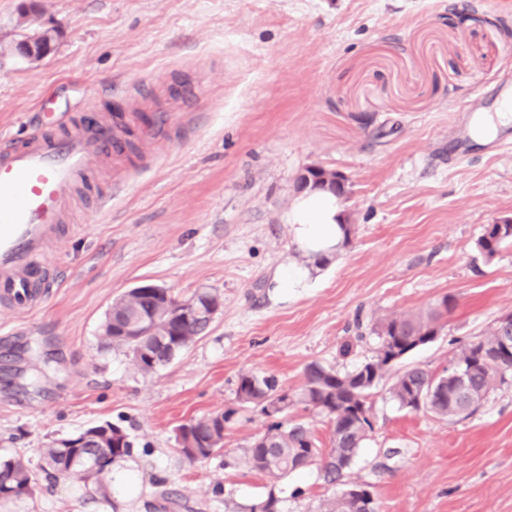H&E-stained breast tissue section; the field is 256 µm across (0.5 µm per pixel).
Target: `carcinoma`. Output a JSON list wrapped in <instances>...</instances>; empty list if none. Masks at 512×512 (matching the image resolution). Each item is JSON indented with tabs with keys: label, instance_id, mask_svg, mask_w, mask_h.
<instances>
[{
	"label": "carcinoma",
	"instance_id": "carcinoma-1",
	"mask_svg": "<svg viewBox=\"0 0 512 512\" xmlns=\"http://www.w3.org/2000/svg\"><path fill=\"white\" fill-rule=\"evenodd\" d=\"M507 241H512V224H488L478 241L479 251L489 261ZM156 306L150 295L133 296L113 308L112 324L105 330L107 346L126 348L135 366L145 374L169 364L208 331L206 322L182 319L177 299L172 297L166 302L164 335L146 338L151 353L146 358L139 354L138 345L123 336L122 319L127 315L149 316ZM453 308L454 299L445 296L425 316L407 314L384 319L375 329L380 345L374 359L346 373L312 362L306 366L303 384L297 392L278 387L272 377L240 376L237 386L240 402L258 406L263 412L274 403L280 404L277 420L269 423L243 457L234 461L236 465L263 473L270 480L267 496L250 506L249 512H280L277 483L315 461L321 462L329 482L340 481L372 429L369 399L373 392L409 353L437 338L443 329L440 319ZM502 334L503 328L498 324L490 335L466 344L451 360L450 366L466 369L470 391L467 402L460 400L455 382L448 379V374L435 375L419 366L396 371L389 388L390 398L401 408L422 410L441 418L471 415L489 392L512 374V352L501 348ZM298 405L328 419L329 447L319 445L305 422L289 416L290 410ZM234 415L235 410L228 409L181 424L175 435L179 453L190 462L220 453L224 448V431ZM98 430L102 435L80 448L68 447L64 438L53 441L44 450L46 464L64 478L73 477L76 471L94 464L97 471L93 478L96 483H103L111 473L112 463L129 455L133 442L127 433L117 439L105 435L112 431L108 422L99 425ZM38 483V472L23 459L0 460L1 502L32 496Z\"/></svg>",
	"mask_w": 512,
	"mask_h": 512
}]
</instances>
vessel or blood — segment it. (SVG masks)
Instances as JSON below:
<instances>
[{"instance_id": "vessel-or-blood-1", "label": "vessel or blood", "mask_w": 512, "mask_h": 512, "mask_svg": "<svg viewBox=\"0 0 512 512\" xmlns=\"http://www.w3.org/2000/svg\"><path fill=\"white\" fill-rule=\"evenodd\" d=\"M512 111V90L499 89L485 111L465 113L456 143L467 150L489 113ZM112 145L106 127L78 124L63 136L34 133L20 146L0 148V308L28 314L42 306L57 281L46 252L57 234L70 191L93 183L92 161Z\"/></svg>"}]
</instances>
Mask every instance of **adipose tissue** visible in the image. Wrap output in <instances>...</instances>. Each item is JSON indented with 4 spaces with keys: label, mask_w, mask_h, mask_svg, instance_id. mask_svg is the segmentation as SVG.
<instances>
[{
    "label": "adipose tissue",
    "mask_w": 512,
    "mask_h": 512,
    "mask_svg": "<svg viewBox=\"0 0 512 512\" xmlns=\"http://www.w3.org/2000/svg\"><path fill=\"white\" fill-rule=\"evenodd\" d=\"M341 221L332 194L303 191L289 224L292 240L310 262L331 258L344 241Z\"/></svg>",
    "instance_id": "ef3b65f1"
}]
</instances>
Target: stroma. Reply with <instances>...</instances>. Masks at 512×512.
I'll return each mask as SVG.
<instances>
[{
	"label": "stroma",
	"instance_id": "obj_1",
	"mask_svg": "<svg viewBox=\"0 0 512 512\" xmlns=\"http://www.w3.org/2000/svg\"><path fill=\"white\" fill-rule=\"evenodd\" d=\"M0 0V133L108 114L120 156L95 159L108 205L73 194L38 311L0 310V459L105 421L129 433L130 485L41 474L0 512H249L268 478L239 466L267 419L240 405L250 373L298 389L312 362L372 358L385 318L454 308L406 364L440 374L512 313V242L485 260L486 225L512 216V150L452 153L454 120L512 82V0ZM52 37L39 60L13 47ZM343 173L352 232L320 267L288 215L305 167ZM308 285L281 293L283 264ZM143 282L224 301L207 333L155 372L107 346L113 300ZM373 430L342 484L380 512H512V377L465 419L371 399ZM231 409L219 454L184 459L175 431ZM340 486L318 466L280 482L281 512H322Z\"/></svg>",
	"mask_w": 512,
	"mask_h": 512
}]
</instances>
